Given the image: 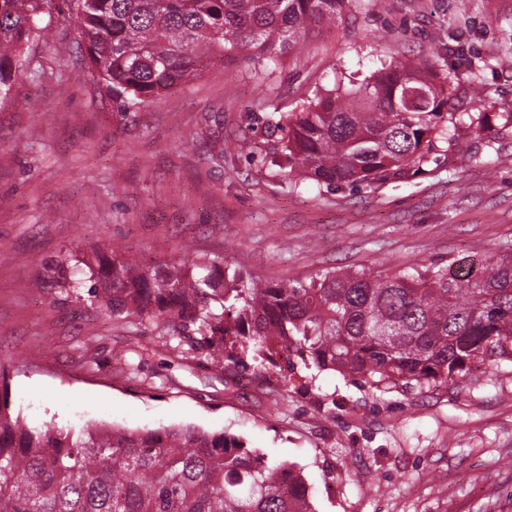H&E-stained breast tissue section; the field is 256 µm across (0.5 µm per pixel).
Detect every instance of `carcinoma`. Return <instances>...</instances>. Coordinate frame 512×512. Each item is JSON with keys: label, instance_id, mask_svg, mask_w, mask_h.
Wrapping results in <instances>:
<instances>
[{"label": "carcinoma", "instance_id": "cac0c4a2", "mask_svg": "<svg viewBox=\"0 0 512 512\" xmlns=\"http://www.w3.org/2000/svg\"><path fill=\"white\" fill-rule=\"evenodd\" d=\"M49 0H0V106L29 45L46 41ZM359 0H65L83 58L118 110L149 107L210 63L247 52L265 67L310 28L343 21ZM486 66L448 72L396 60L357 88L335 84L275 123L289 175L336 189L408 179L437 144L486 112H451ZM73 257L51 260L76 288ZM103 311L159 327L200 362L268 374L359 375L372 386L446 384L487 358L512 360V251L478 268L432 262L398 274L330 268L269 283L220 256L144 264L115 248L83 261ZM0 512H315L301 472L225 433L191 426L32 427L0 397Z\"/></svg>", "mask_w": 512, "mask_h": 512}]
</instances>
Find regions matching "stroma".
Masks as SVG:
<instances>
[{
  "instance_id": "35a3bbf8",
  "label": "stroma",
  "mask_w": 512,
  "mask_h": 512,
  "mask_svg": "<svg viewBox=\"0 0 512 512\" xmlns=\"http://www.w3.org/2000/svg\"><path fill=\"white\" fill-rule=\"evenodd\" d=\"M387 0L322 25L270 76L215 63L159 104L118 111L74 27L31 45L0 107V364L29 425L193 426L295 465L316 512H512V362L445 385L371 387L296 364L286 381L183 357L105 314L89 281L53 288L46 261L107 244L145 263L221 256L273 282L330 267L396 273L483 263L512 247V134L482 132L486 166L436 151L379 188L291 187L273 118L335 76L438 59L452 37L486 60L459 112L512 111V0ZM148 349L138 376L120 357Z\"/></svg>"
}]
</instances>
